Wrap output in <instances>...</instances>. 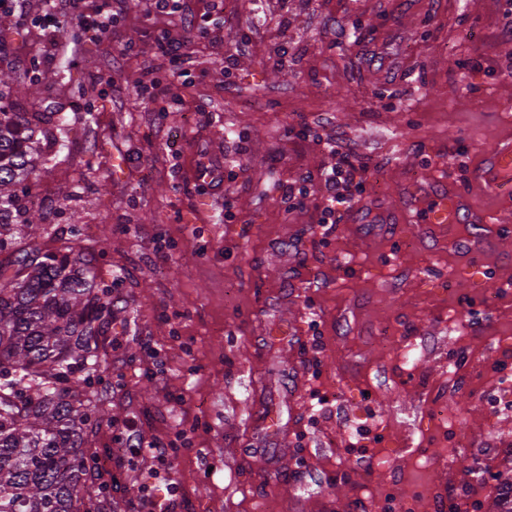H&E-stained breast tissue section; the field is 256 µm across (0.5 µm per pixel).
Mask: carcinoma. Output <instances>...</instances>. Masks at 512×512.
Wrapping results in <instances>:
<instances>
[{"label": "carcinoma", "mask_w": 512, "mask_h": 512, "mask_svg": "<svg viewBox=\"0 0 512 512\" xmlns=\"http://www.w3.org/2000/svg\"><path fill=\"white\" fill-rule=\"evenodd\" d=\"M54 112L0 105V512H112L88 448L111 383L107 337L114 318L112 286L97 280L77 225L68 244L42 250L25 195L39 187L47 159L35 133L56 141ZM27 232L11 234V216Z\"/></svg>", "instance_id": "1"}]
</instances>
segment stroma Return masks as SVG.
<instances>
[{
  "label": "stroma",
  "mask_w": 512,
  "mask_h": 512,
  "mask_svg": "<svg viewBox=\"0 0 512 512\" xmlns=\"http://www.w3.org/2000/svg\"><path fill=\"white\" fill-rule=\"evenodd\" d=\"M182 6L142 0L109 34L72 24L51 50L45 0H11L0 24V69L42 85L18 106L65 118L40 244L60 246L77 214L112 286V420L90 445L116 512L171 482L176 512H389L391 491L414 512L439 496L493 512L512 479V410H491L512 374V251L471 257L468 224L418 247L408 225L369 230L368 189L339 223L319 219L330 144L389 191L402 170L463 180L473 148L512 131V0ZM185 16L207 35L174 63L158 40ZM153 79L171 88L161 115L129 102ZM277 407L288 455L269 443L266 469L249 450ZM130 436L170 445L167 460L123 452Z\"/></svg>",
  "instance_id": "stroma-1"
}]
</instances>
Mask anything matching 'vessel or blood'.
I'll return each instance as SVG.
<instances>
[{"mask_svg":"<svg viewBox=\"0 0 512 512\" xmlns=\"http://www.w3.org/2000/svg\"><path fill=\"white\" fill-rule=\"evenodd\" d=\"M491 206L481 205V198ZM512 202V134L496 139L491 149L476 154L468 167L466 183L433 174L424 180L401 175L380 209L392 224L423 222L436 228L445 224H470L477 232L499 234Z\"/></svg>","mask_w":512,"mask_h":512,"instance_id":"b4317fda","label":"vessel or blood"}]
</instances>
